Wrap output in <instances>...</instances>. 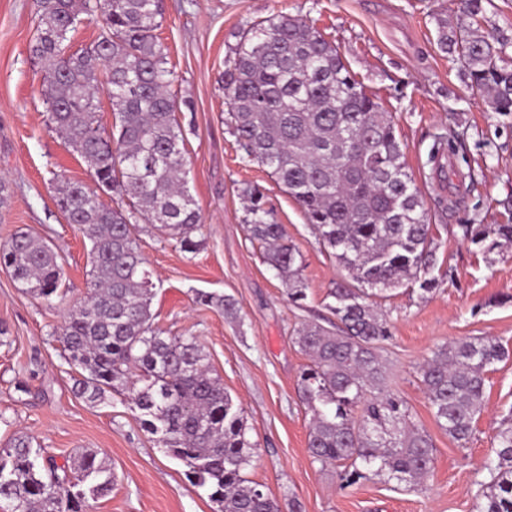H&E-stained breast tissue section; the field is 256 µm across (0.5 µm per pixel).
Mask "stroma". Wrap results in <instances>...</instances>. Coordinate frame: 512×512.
I'll return each mask as SVG.
<instances>
[{
    "label": "stroma",
    "instance_id": "35a3bbf8",
    "mask_svg": "<svg viewBox=\"0 0 512 512\" xmlns=\"http://www.w3.org/2000/svg\"><path fill=\"white\" fill-rule=\"evenodd\" d=\"M39 12L40 0H0V180L8 194L0 243L20 229L44 239L61 258L66 296L40 299L0 269V448L24 436L60 464L81 450L97 452L115 482L87 512H215L124 396L92 403L74 393L75 372L57 331L90 286L89 242L58 209L55 186L61 177L86 184L91 177L48 122L43 71L30 54ZM282 13L312 20L392 113L406 169L431 216L437 290L400 287L381 301L391 333L379 350L387 389L407 402L412 422L433 443L431 472L415 486L373 474L346 486L337 469L309 455L310 415L298 393L308 358L294 336L302 323L328 318L325 298L348 275L268 169L243 162L219 82L240 34ZM439 13L456 19L455 0H163L156 35L173 72L170 89L194 106L180 120L203 245L184 253L140 223L154 323L166 335L199 338L214 375L243 411L255 448L246 477L263 485L281 512L294 501L302 512H475L483 464L495 454L498 432L512 425V357L488 371L484 405L463 446L436 424L420 383L421 365L448 342L491 336L512 349V246L487 253L460 230L512 218V116L470 97L458 64L436 44ZM250 185L263 189L301 254L303 306L289 301L247 235L242 191ZM201 293L230 298L237 319L201 304Z\"/></svg>",
    "mask_w": 512,
    "mask_h": 512
}]
</instances>
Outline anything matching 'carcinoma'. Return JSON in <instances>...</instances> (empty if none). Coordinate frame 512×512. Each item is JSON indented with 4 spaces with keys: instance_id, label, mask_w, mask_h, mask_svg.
Instances as JSON below:
<instances>
[{
    "instance_id": "cac0c4a2",
    "label": "carcinoma",
    "mask_w": 512,
    "mask_h": 512,
    "mask_svg": "<svg viewBox=\"0 0 512 512\" xmlns=\"http://www.w3.org/2000/svg\"><path fill=\"white\" fill-rule=\"evenodd\" d=\"M486 0H461L456 23L437 18L438 48L460 65L467 89L494 111L512 114V38L482 30ZM85 14L98 26L93 44L67 52L68 33ZM162 0H42L31 47L44 71L49 119L86 162L92 184L59 180L56 203L90 241L92 288L71 305L58 337L78 369V396L94 402L117 391L129 375L143 429L180 460L191 483L207 489L218 512H279L262 485L245 477L254 461L243 411L211 375L194 336H165L154 326L153 282L136 237L144 220L158 234L194 253L200 208L187 187L184 129L176 113L193 111L170 93L166 48L155 35ZM227 123L244 151L285 187L316 230L324 249L351 282L325 303L330 330L309 322L297 343L309 363L299 394L312 415L308 450L323 467L345 465L355 484L375 471L387 480L420 483L429 474L433 444L410 425L407 403L384 392L386 370L377 345L389 337L372 299L419 284L431 293L436 251L428 210L403 160L391 113L352 78L338 48L301 16L280 14L242 33L221 77ZM112 129L101 126V98ZM132 202L112 208L100 191ZM250 240L285 284L289 300L307 299L299 250L286 238L262 190H243ZM464 239L492 252L512 244V224L461 226ZM0 268L26 291L63 297V269L41 238L16 232L0 245ZM198 301L231 318L221 295ZM509 351L493 338L466 337L437 348L420 381L437 424L461 445L469 442L485 395L486 373ZM496 457L484 469L488 491L477 512H512V427L497 435ZM114 475L94 451L66 466L18 438L0 448V503L18 512H86L89 500L112 489Z\"/></svg>"
}]
</instances>
